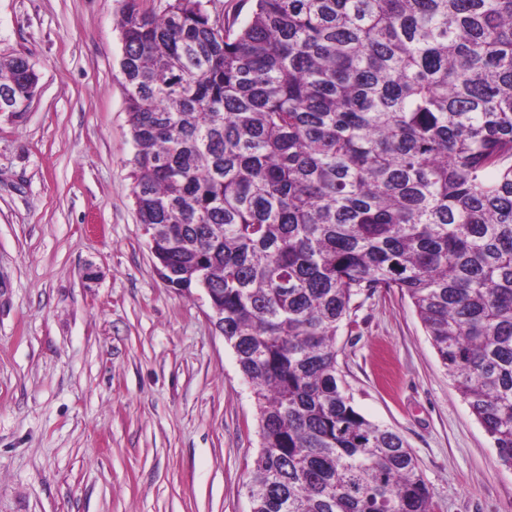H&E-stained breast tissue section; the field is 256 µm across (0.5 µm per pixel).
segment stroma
<instances>
[{
  "mask_svg": "<svg viewBox=\"0 0 512 512\" xmlns=\"http://www.w3.org/2000/svg\"><path fill=\"white\" fill-rule=\"evenodd\" d=\"M125 5L0 0V57L39 73L0 117V512H251L253 389L137 221ZM359 302L336 336L358 411L405 439L435 512H512V470L410 300Z\"/></svg>",
  "mask_w": 512,
  "mask_h": 512,
  "instance_id": "35a3bbf8",
  "label": "stroma"
}]
</instances>
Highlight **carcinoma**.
Here are the masks:
<instances>
[{
    "mask_svg": "<svg viewBox=\"0 0 512 512\" xmlns=\"http://www.w3.org/2000/svg\"><path fill=\"white\" fill-rule=\"evenodd\" d=\"M253 2L240 23L128 0L139 224L170 287L207 283L253 386V512H434L336 336L359 297L408 298L512 466V0ZM38 81L0 58L13 117Z\"/></svg>",
    "mask_w": 512,
    "mask_h": 512,
    "instance_id": "obj_1",
    "label": "carcinoma"
}]
</instances>
